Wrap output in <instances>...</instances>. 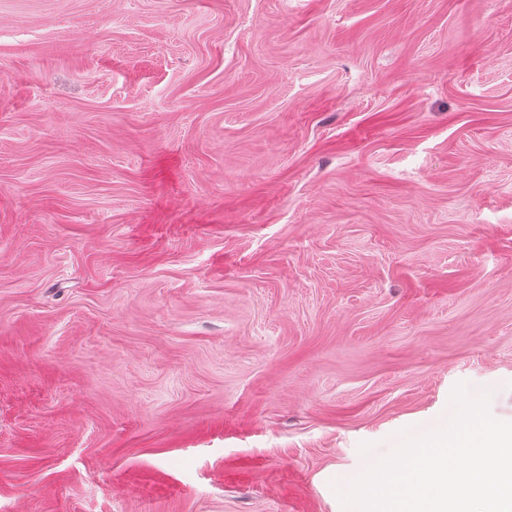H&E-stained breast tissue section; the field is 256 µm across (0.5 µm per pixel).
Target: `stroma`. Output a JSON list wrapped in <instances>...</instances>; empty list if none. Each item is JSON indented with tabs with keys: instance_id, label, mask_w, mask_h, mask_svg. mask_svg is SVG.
Returning a JSON list of instances; mask_svg holds the SVG:
<instances>
[{
	"instance_id": "stroma-1",
	"label": "stroma",
	"mask_w": 512,
	"mask_h": 512,
	"mask_svg": "<svg viewBox=\"0 0 512 512\" xmlns=\"http://www.w3.org/2000/svg\"><path fill=\"white\" fill-rule=\"evenodd\" d=\"M460 384L512 421V0H0V512H344Z\"/></svg>"
}]
</instances>
